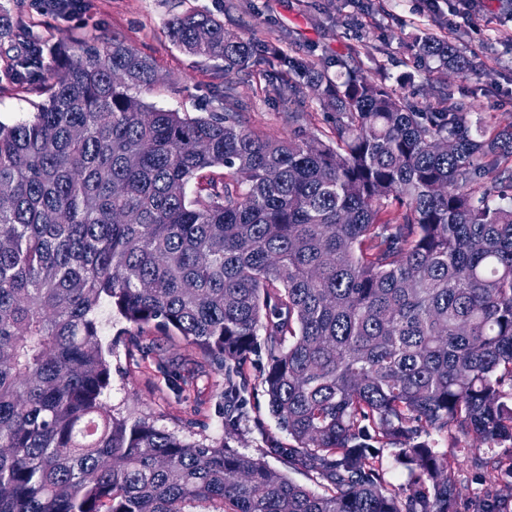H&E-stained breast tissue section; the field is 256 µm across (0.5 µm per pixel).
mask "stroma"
<instances>
[{
	"label": "stroma",
	"mask_w": 512,
	"mask_h": 512,
	"mask_svg": "<svg viewBox=\"0 0 512 512\" xmlns=\"http://www.w3.org/2000/svg\"><path fill=\"white\" fill-rule=\"evenodd\" d=\"M84 0L76 15L41 11L31 0H11L14 22L29 23L41 40L54 44L74 39L120 36L157 63L158 81L144 95L156 107L204 116L218 111L226 91H233L242 120L272 137H286L288 113L304 112L306 130L325 126L326 112L310 90L287 98L279 81L269 79V65L225 72L223 61L185 52L170 41L166 25L176 15L208 12L222 17L242 37L272 45L283 53L329 64L352 58L366 75L395 82L413 77L405 92L424 112L446 105L438 85L482 121L512 124V0ZM449 35L478 54L483 66L468 76L438 74L433 60L413 49L420 28ZM10 43L0 44V120L30 118L36 94L16 92L8 76ZM100 338L112 350L107 402L116 415L144 420L190 441L220 442L231 451L265 458L269 466L309 489L318 484L310 473L289 469L271 455L274 447L292 446L268 410L261 383L262 361L252 358L241 378L246 407L235 424L224 414V372L188 345L151 325L134 326L110 304L98 311Z\"/></svg>",
	"instance_id": "stroma-1"
}]
</instances>
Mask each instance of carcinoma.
<instances>
[{"label": "carcinoma", "instance_id": "cac0c4a2", "mask_svg": "<svg viewBox=\"0 0 512 512\" xmlns=\"http://www.w3.org/2000/svg\"><path fill=\"white\" fill-rule=\"evenodd\" d=\"M184 51L243 70L276 59L326 128L273 138L231 94L189 117L147 103L154 58L120 39L50 48L0 5L41 97L0 121V512H454L463 456L479 512L512 488V127L461 104L421 112L344 59L331 77L224 27L173 17ZM418 56L475 71L429 30ZM224 169V180L209 175ZM152 324L232 373L262 350L288 467L188 443L103 400L97 310ZM448 433L454 452L433 448ZM473 437L478 445L456 444ZM396 449L404 487L385 480Z\"/></svg>", "mask_w": 512, "mask_h": 512}]
</instances>
